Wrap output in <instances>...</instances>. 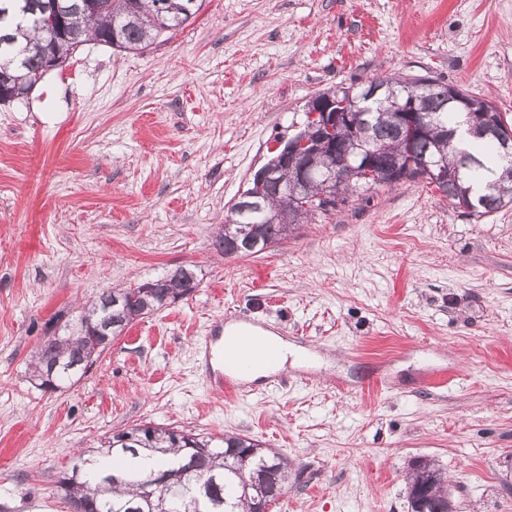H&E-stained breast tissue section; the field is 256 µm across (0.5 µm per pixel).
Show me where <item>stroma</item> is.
<instances>
[{"label": "stroma", "instance_id": "stroma-1", "mask_svg": "<svg viewBox=\"0 0 512 512\" xmlns=\"http://www.w3.org/2000/svg\"><path fill=\"white\" fill-rule=\"evenodd\" d=\"M389 73L512 117V0H203L147 52L86 43L0 104V512H72L73 451L145 424L283 454L271 512H407L418 458L458 512H512V205L478 220L404 180L262 253L212 246L312 98ZM181 265L188 297L66 388L31 380L83 304ZM243 316L296 349L286 386L208 385L197 341Z\"/></svg>", "mask_w": 512, "mask_h": 512}]
</instances>
